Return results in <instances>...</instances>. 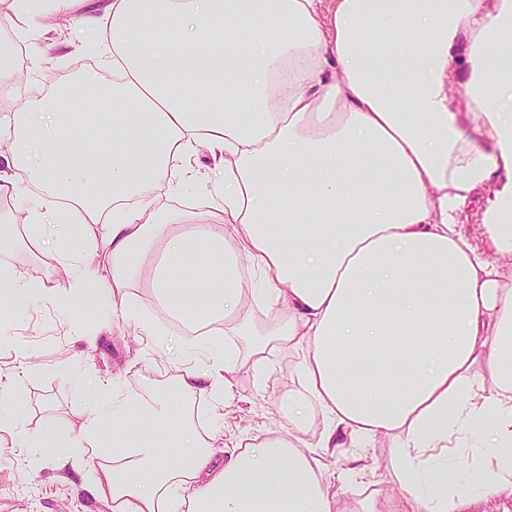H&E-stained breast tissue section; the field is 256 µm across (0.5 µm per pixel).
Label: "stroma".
Masks as SVG:
<instances>
[{"instance_id": "35a3bbf8", "label": "stroma", "mask_w": 512, "mask_h": 512, "mask_svg": "<svg viewBox=\"0 0 512 512\" xmlns=\"http://www.w3.org/2000/svg\"><path fill=\"white\" fill-rule=\"evenodd\" d=\"M0 35L23 51L14 78L0 85V118L48 97L59 82L107 79L110 67L99 54L102 32L79 24L77 15L39 18L33 34L23 38L8 30ZM212 166L205 153L185 159L182 180L155 190L157 206L210 213L220 189ZM0 267L33 289L22 307L0 312V377L23 376L18 393L0 399V512H112L111 501L87 490L111 467V448L62 468L41 447L44 432L53 427L67 438L78 434L81 413L98 411L116 393L131 403L160 399L179 373L205 368L208 357L185 353L183 327L145 276L131 283L125 299L104 292L83 310L76 263L49 243L2 251ZM58 284L69 286L68 298L55 294ZM277 326L273 316L259 313L252 335L235 339L242 368L224 400L217 437L226 447L293 430L288 403L297 354L279 348ZM257 336L266 343L260 372L251 359ZM394 445L393 438L381 436L372 445L353 442L326 457L332 474L355 464L363 469L359 482L336 484L338 512H387L389 501L403 496L392 474Z\"/></svg>"}]
</instances>
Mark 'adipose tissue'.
<instances>
[{
  "mask_svg": "<svg viewBox=\"0 0 512 512\" xmlns=\"http://www.w3.org/2000/svg\"><path fill=\"white\" fill-rule=\"evenodd\" d=\"M108 15L109 111L53 96L0 119V198L46 190L22 237L0 246L50 236L65 253L81 240V288L118 297L150 266L194 336L220 322L226 340L133 428L89 415L72 444L42 447L64 467L71 447L110 446L91 492L112 512H336L325 454L382 434L400 437L407 492L390 512L512 497V289L488 259L512 253V184L483 218L486 250L459 219L494 172L512 180V113L485 94L512 89V43L495 40L512 0H111ZM201 148L224 174L206 225L153 197ZM247 266L267 273L263 287ZM259 311L280 315L278 342L302 354L296 431L230 448L220 465L187 404L210 395L223 418L232 337ZM314 407L325 424L311 443ZM489 448L480 478L457 481L452 457Z\"/></svg>",
  "mask_w": 512,
  "mask_h": 512,
  "instance_id": "ef3b65f1",
  "label": "adipose tissue"
}]
</instances>
